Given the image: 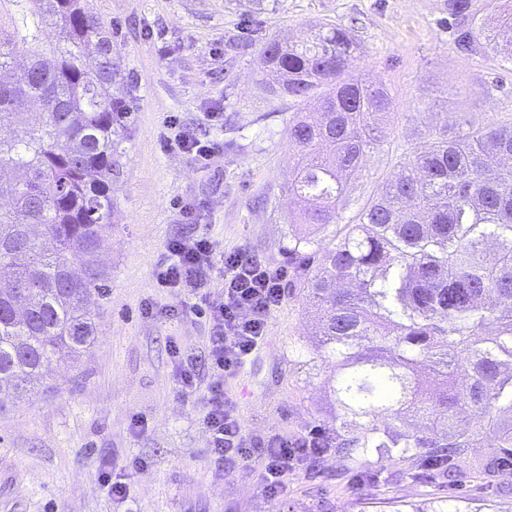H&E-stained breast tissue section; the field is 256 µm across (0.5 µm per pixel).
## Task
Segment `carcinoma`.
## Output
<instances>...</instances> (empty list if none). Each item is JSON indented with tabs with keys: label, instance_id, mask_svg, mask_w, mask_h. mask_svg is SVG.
Wrapping results in <instances>:
<instances>
[{
	"label": "carcinoma",
	"instance_id": "cac0c4a2",
	"mask_svg": "<svg viewBox=\"0 0 512 512\" xmlns=\"http://www.w3.org/2000/svg\"><path fill=\"white\" fill-rule=\"evenodd\" d=\"M55 29L47 45L45 26ZM444 28L464 55L498 46L472 0H448ZM353 32L323 24L263 47L266 80L293 99L320 94L318 118L288 125L297 162L290 284L320 318L298 355L333 367L322 447L409 463L420 479L458 481L468 449L488 448L476 475L512 494V119L461 112L396 156L398 172L360 207L350 180L388 144L392 96L350 71ZM24 53L29 67L15 75ZM112 37L91 0H0V392H18L97 336L88 301L107 295L98 258L112 227V179L123 168L129 107ZM34 100L40 118L20 106ZM329 244L319 246L323 236ZM393 512H497L401 505Z\"/></svg>",
	"mask_w": 512,
	"mask_h": 512
}]
</instances>
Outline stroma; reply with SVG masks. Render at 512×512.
I'll return each instance as SVG.
<instances>
[{
	"label": "stroma",
	"mask_w": 512,
	"mask_h": 512,
	"mask_svg": "<svg viewBox=\"0 0 512 512\" xmlns=\"http://www.w3.org/2000/svg\"><path fill=\"white\" fill-rule=\"evenodd\" d=\"M112 34L132 122L102 260L109 291L94 310L98 336L76 362L52 365L47 380L0 400V512H365L371 503L455 501L463 497L512 512V497L464 472L449 488L412 475L399 461L324 450L318 478L309 459L287 489H266L254 455L233 471L209 462L202 413L209 398L204 322L145 314L171 303L156 272L173 238L205 233L217 253L246 247L266 265H288V179L296 162L288 123L313 101L272 93L260 50L322 23L353 27L363 46L352 70L385 85L395 102L389 150L366 156L353 180L362 205L394 172L405 144L426 142L441 114L512 117V71L498 55L458 53L442 26L448 0H93ZM498 83L488 96L483 87ZM215 143L210 160L166 148L168 122ZM193 219H186V211ZM315 315L288 288L266 338L224 394L246 435L305 440L329 415L328 365L307 364ZM192 355L197 389L181 393L171 346ZM126 482L113 496L102 474Z\"/></svg>",
	"instance_id": "stroma-1"
}]
</instances>
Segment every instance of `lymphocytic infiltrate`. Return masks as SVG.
I'll use <instances>...</instances> for the list:
<instances>
[{
	"label": "lymphocytic infiltrate",
	"instance_id": "f902f5d3",
	"mask_svg": "<svg viewBox=\"0 0 512 512\" xmlns=\"http://www.w3.org/2000/svg\"><path fill=\"white\" fill-rule=\"evenodd\" d=\"M167 252L157 280L181 299L164 306L163 314L183 315L190 298L202 304L197 315L204 320L207 340L211 398L203 424L209 434L210 461L215 469L227 472L261 450L268 488L277 491L301 458L319 453L320 439L272 436L256 446L242 428L235 403L224 396V378L242 369L262 344L269 318L283 300L284 273L244 249L215 257L213 244L203 233L170 240ZM218 279L223 280L224 291L214 300L210 288Z\"/></svg>",
	"mask_w": 512,
	"mask_h": 512
}]
</instances>
